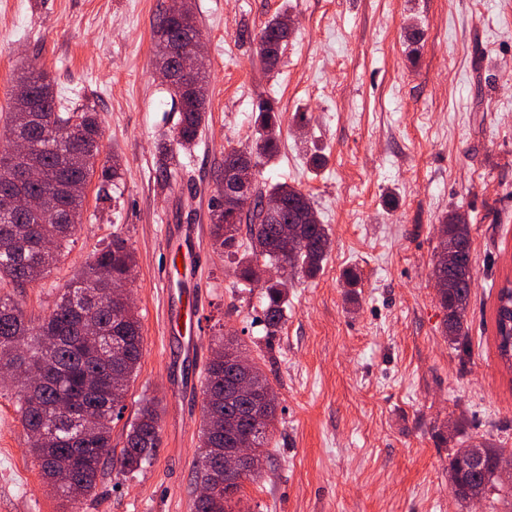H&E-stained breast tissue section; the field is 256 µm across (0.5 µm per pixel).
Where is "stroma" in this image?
Here are the masks:
<instances>
[{
    "mask_svg": "<svg viewBox=\"0 0 512 512\" xmlns=\"http://www.w3.org/2000/svg\"><path fill=\"white\" fill-rule=\"evenodd\" d=\"M169 5L0 0V127L18 70L34 61L63 110L96 112L100 162L121 160L117 187L87 186L82 227L53 272L24 288L1 283L0 294L42 316L113 234L137 258L143 357L81 512H193L204 370L227 330L278 397L263 476L243 483L239 512H491L455 499L448 455L481 438L512 448V365L495 328L498 291L512 285V0H191L206 119L163 188L157 147L179 115L153 65V31ZM286 8L294 32L270 70L259 32ZM264 99L282 126L257 181L310 194L332 239L316 277H293L273 333L261 289L228 275L210 236L224 152L253 142ZM314 151L325 157L316 170ZM454 211L469 216L475 273L458 343L444 334L432 277L438 227ZM146 398L160 405V444L127 474L118 453ZM0 512H66L9 385Z\"/></svg>",
    "mask_w": 512,
    "mask_h": 512,
    "instance_id": "stroma-1",
    "label": "stroma"
}]
</instances>
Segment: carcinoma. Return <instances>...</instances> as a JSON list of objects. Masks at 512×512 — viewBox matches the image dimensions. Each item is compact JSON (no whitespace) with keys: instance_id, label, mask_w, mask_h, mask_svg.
Instances as JSON below:
<instances>
[{"instance_id":"carcinoma-1","label":"carcinoma","mask_w":512,"mask_h":512,"mask_svg":"<svg viewBox=\"0 0 512 512\" xmlns=\"http://www.w3.org/2000/svg\"><path fill=\"white\" fill-rule=\"evenodd\" d=\"M288 17L283 11L269 19L260 31L261 58L270 70L276 68L291 35L281 25ZM199 33L193 12L164 15L155 31V66L169 65L167 49ZM15 82L27 89V97L10 104L9 125L0 133V279L17 288L47 277L65 257L83 223L85 189L93 177L104 183L118 178L119 159L98 165L102 132L96 114L89 109L63 112L57 105L54 84L47 73L31 62L18 71ZM171 106L179 119L169 142L160 146L157 182L165 187L172 176L173 147L191 149L205 121L207 84L204 67L177 76L167 84ZM76 121L73 138L57 143L49 139L50 126L66 127ZM255 143L248 149L254 166L273 159L279 150L281 113L272 102L261 103L255 113ZM28 143L25 164L40 178L24 177L13 161L11 147L16 139ZM39 199L35 211H21L11 205L17 195ZM275 203L279 219L297 229L301 245L288 249L278 242V225L268 222L265 207ZM315 210L310 195L288 183H276L243 199L236 208H224V188L218 186L211 209L213 244L224 250L234 264L237 283L263 290L266 304L264 322L278 328L288 302V276L267 280L264 267L280 261L311 277L321 268L331 249L327 225L317 219L304 220L305 212ZM455 213L446 216L448 233L460 238L462 261L473 265L471 227L454 222ZM247 240H241V236ZM137 261L127 239L119 234L96 249L85 266L54 301L50 312L32 318L22 303L0 296V369L10 371L17 391V412L29 435L42 434L34 441L31 453L42 474L52 482L66 473L90 494L104 459L112 455V422L125 409L130 381L136 376L143 353L144 338L138 314L133 310L116 312L112 305L99 301L103 283L126 285L135 279ZM473 278L437 292L445 318V335L458 342L466 338V310ZM498 350L512 360V288L498 294L496 309ZM235 353L246 349L232 333L216 337L215 348L206 366L203 393H212L213 412L203 410L197 479L203 478L206 461L214 449L230 447L239 433H253L254 448L263 454L267 448L277 404L275 400L257 411L259 426H254L250 400L224 398L229 373L224 371V349ZM105 451L103 459L81 469L71 468V458L82 447L80 435ZM160 443L159 403L144 400L126 434L120 454L122 468L133 473L149 462ZM481 452L482 464L468 473L457 467L459 458L470 449ZM509 453L495 443L472 441L448 455V473L454 496L467 501L473 491L483 499L504 488L495 473L500 456Z\"/></svg>"}]
</instances>
